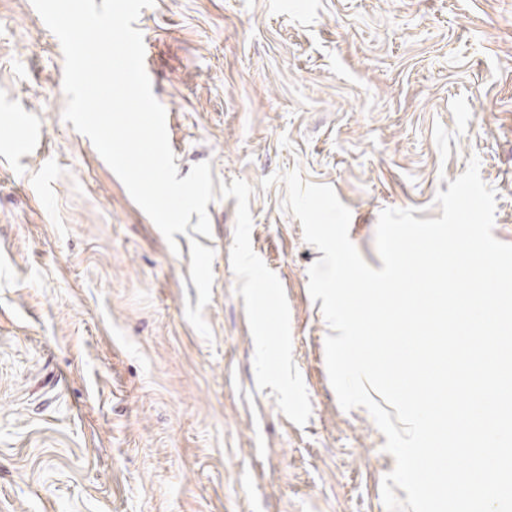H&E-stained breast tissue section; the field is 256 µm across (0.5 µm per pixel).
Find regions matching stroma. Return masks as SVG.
Wrapping results in <instances>:
<instances>
[{
    "mask_svg": "<svg viewBox=\"0 0 512 512\" xmlns=\"http://www.w3.org/2000/svg\"><path fill=\"white\" fill-rule=\"evenodd\" d=\"M137 24L179 177L210 162L213 286L66 122L64 57L0 0V512H387L395 465L343 410L322 256L274 173L331 186L375 269L379 215L436 219L478 158L512 244V0H155Z\"/></svg>",
    "mask_w": 512,
    "mask_h": 512,
    "instance_id": "1",
    "label": "stroma"
}]
</instances>
